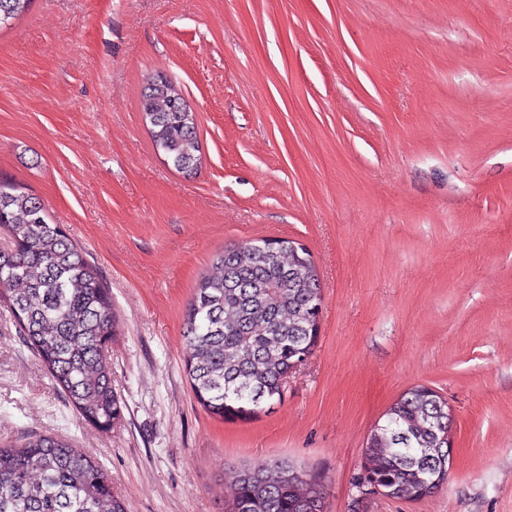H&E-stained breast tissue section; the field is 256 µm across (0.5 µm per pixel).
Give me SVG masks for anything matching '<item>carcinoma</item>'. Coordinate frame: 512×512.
Wrapping results in <instances>:
<instances>
[{
  "mask_svg": "<svg viewBox=\"0 0 512 512\" xmlns=\"http://www.w3.org/2000/svg\"><path fill=\"white\" fill-rule=\"evenodd\" d=\"M32 0H0V28ZM173 81L150 82L142 100L155 147L182 172L198 168L193 114ZM0 304L81 418L109 430L123 417L105 349L119 335L109 288L81 247L18 183L0 178ZM321 285L310 253L265 239L224 247L187 305L184 369L212 415L236 416L281 398L283 381L313 354L311 307ZM448 403L419 386L375 427L359 483L416 501L448 480ZM326 486L285 459L238 471L225 512H326ZM0 512H126L110 477L71 442L50 435L0 447Z\"/></svg>",
  "mask_w": 512,
  "mask_h": 512,
  "instance_id": "cac0c4a2",
  "label": "carcinoma"
}]
</instances>
